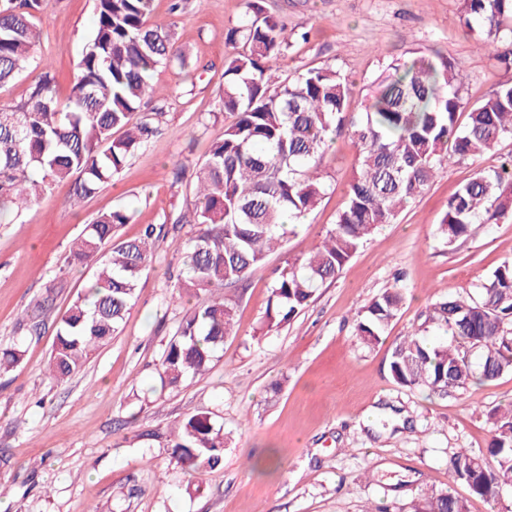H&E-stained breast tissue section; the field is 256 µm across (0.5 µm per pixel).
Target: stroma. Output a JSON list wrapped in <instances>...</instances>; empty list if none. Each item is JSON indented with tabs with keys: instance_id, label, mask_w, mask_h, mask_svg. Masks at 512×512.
Wrapping results in <instances>:
<instances>
[{
	"instance_id": "stroma-1",
	"label": "stroma",
	"mask_w": 512,
	"mask_h": 512,
	"mask_svg": "<svg viewBox=\"0 0 512 512\" xmlns=\"http://www.w3.org/2000/svg\"><path fill=\"white\" fill-rule=\"evenodd\" d=\"M298 34L276 77L329 65L362 100L373 78L415 48L440 50L465 76L475 102L512 81L492 48L465 34L461 0H268ZM245 12L244 0H154V21L173 27L185 65H162L150 82L164 135L130 159L95 195L73 203V184H53L39 204L0 224V348L23 344L20 364L0 373V512H406L419 491H452L468 512H512V486L496 502L471 496L454 478L451 456L482 453L492 413L512 404V372L441 395L397 386L389 373L396 341L419 333L447 335L426 324L430 304L474 295L503 262L512 261V216L472 225L449 242L440 222L449 198L479 169L512 159V139L481 156L447 166L430 187L379 228L288 324L266 330L265 310L280 270L303 260L333 227L347 200L357 146L336 137L321 170L327 191L297 233L227 288L237 302L230 336L206 375L162 388L158 361L197 299L171 302L169 274L194 230L178 225L156 245L119 331L80 372L58 382L46 366L55 320L91 279L93 267L68 261L85 224L116 208L134 210L123 239L147 224L175 223L193 200L197 163L229 115L216 106L224 88V34ZM95 23V0H48L35 24L33 60L0 87V106L27 98L45 70L60 98L71 94L74 63ZM182 169L174 181L173 169ZM400 286L402 309L372 346L354 331L363 307ZM50 310L39 334L21 330L23 311L44 298ZM206 411L224 428V460L189 471L171 455L170 431Z\"/></svg>"
}]
</instances>
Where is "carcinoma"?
I'll return each instance as SVG.
<instances>
[{
  "instance_id": "carcinoma-1",
  "label": "carcinoma",
  "mask_w": 512,
  "mask_h": 512,
  "mask_svg": "<svg viewBox=\"0 0 512 512\" xmlns=\"http://www.w3.org/2000/svg\"><path fill=\"white\" fill-rule=\"evenodd\" d=\"M245 0V18L227 29L224 93L230 115L207 158L197 165L194 201L177 219L197 226L182 247L176 295H206L190 308L164 350L163 385L176 388L206 374L232 332L236 303L224 288L242 283L268 253L282 246L285 219L298 221L319 204L327 186L320 161L337 134L349 131L358 161L347 202L324 241L306 259L283 268L265 312L269 328L292 320L334 278L367 237L393 224L440 170L512 138V82L490 96L464 100L461 69L437 52L413 51L393 61L371 83L361 105L352 82L332 66L298 70L277 84L269 63L285 57L292 35L265 6ZM153 0H96L95 30L76 65L73 96L63 103L45 73L27 99L0 108V216L35 204L49 186L76 177L74 196L96 193L162 126L137 117L155 92L152 72L161 64L185 65L172 27L152 22ZM45 0H5L0 5V85L34 57L39 33L33 18ZM465 32L487 43L512 34V0H461ZM123 135L115 139L117 131ZM512 164L480 171L448 200L441 224L452 244L472 224H490L512 209ZM134 212L117 208L85 225L70 248L75 264L98 271L57 322L48 371L64 381L112 339L132 300L152 246L164 225L148 224L140 237L120 240L116 228ZM404 294L393 287L373 297L356 320V335L379 342L396 318ZM426 321L452 336L431 344L418 334L392 349L389 370L402 387L446 394L474 380L512 372V261L499 266L477 296L433 304ZM23 358L19 346L0 351V369ZM487 452L454 453L451 466L470 493L495 501L512 486V408L493 413ZM172 455L184 469L214 468L222 461L224 434L207 413L178 423ZM408 512H468L448 491L420 492Z\"/></svg>"
}]
</instances>
